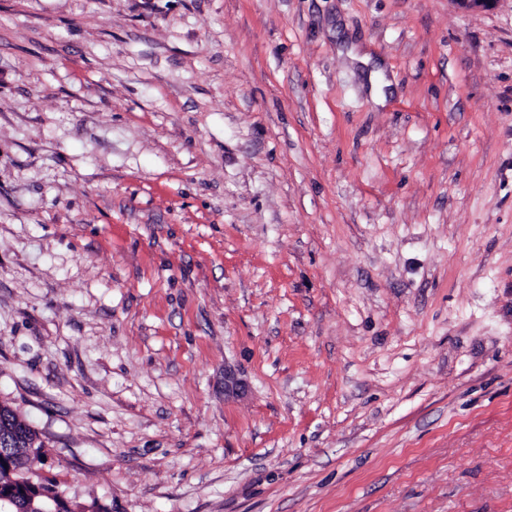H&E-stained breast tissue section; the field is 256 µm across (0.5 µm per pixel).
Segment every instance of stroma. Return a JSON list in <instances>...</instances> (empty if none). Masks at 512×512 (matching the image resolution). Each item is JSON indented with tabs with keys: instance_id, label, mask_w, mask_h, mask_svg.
Instances as JSON below:
<instances>
[{
	"instance_id": "stroma-1",
	"label": "stroma",
	"mask_w": 512,
	"mask_h": 512,
	"mask_svg": "<svg viewBox=\"0 0 512 512\" xmlns=\"http://www.w3.org/2000/svg\"><path fill=\"white\" fill-rule=\"evenodd\" d=\"M1 402L67 512H512V0H0Z\"/></svg>"
}]
</instances>
